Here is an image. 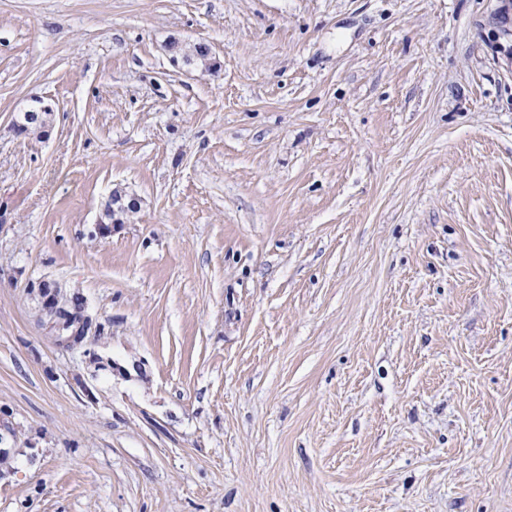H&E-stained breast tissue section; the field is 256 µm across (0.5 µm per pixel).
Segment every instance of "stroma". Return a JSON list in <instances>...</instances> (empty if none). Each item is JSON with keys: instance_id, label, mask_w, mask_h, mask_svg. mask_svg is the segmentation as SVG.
<instances>
[{"instance_id": "35a3bbf8", "label": "stroma", "mask_w": 512, "mask_h": 512, "mask_svg": "<svg viewBox=\"0 0 512 512\" xmlns=\"http://www.w3.org/2000/svg\"><path fill=\"white\" fill-rule=\"evenodd\" d=\"M506 28L504 0H0V512H512ZM36 96L45 139L10 129ZM117 187L138 209L96 238ZM42 278L86 350L37 325ZM28 291L38 299L37 319L41 327L53 335L57 345L68 349H80L91 336L101 334V324L92 315L89 305L79 290L61 287L54 281L40 279L28 284ZM79 292L80 305L68 313L65 300L72 292Z\"/></svg>"}]
</instances>
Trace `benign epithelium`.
Segmentation results:
<instances>
[{
	"instance_id": "1",
	"label": "benign epithelium",
	"mask_w": 512,
	"mask_h": 512,
	"mask_svg": "<svg viewBox=\"0 0 512 512\" xmlns=\"http://www.w3.org/2000/svg\"><path fill=\"white\" fill-rule=\"evenodd\" d=\"M38 127V135L45 136L49 121L42 119L41 112H24L12 121V126L20 134L31 132V126ZM112 220H99L95 225V234L100 238L112 234L116 224L123 223V215L136 207V200L126 199L119 191L112 193L109 201ZM28 291L36 294L38 299L37 319L41 327L56 340L57 345L68 349H80L92 336L101 334V324L92 315L85 298H80L77 310L68 312L65 300L72 290L63 288L54 281L40 279L28 284Z\"/></svg>"
}]
</instances>
